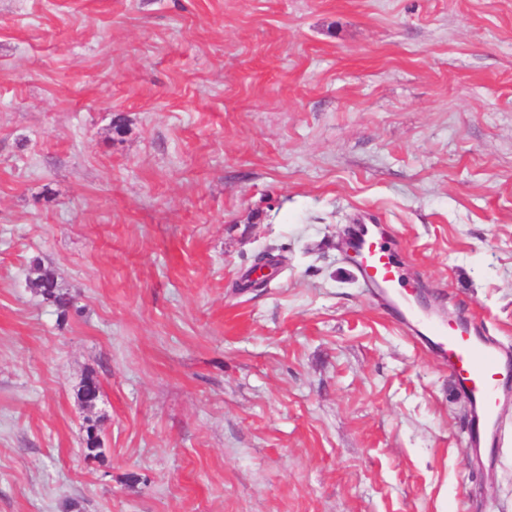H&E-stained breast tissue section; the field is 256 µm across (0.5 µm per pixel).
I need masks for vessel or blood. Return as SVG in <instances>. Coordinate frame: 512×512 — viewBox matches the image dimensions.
<instances>
[{"mask_svg":"<svg viewBox=\"0 0 512 512\" xmlns=\"http://www.w3.org/2000/svg\"><path fill=\"white\" fill-rule=\"evenodd\" d=\"M349 242L357 258V276L365 288L388 306L399 309L401 314H409L411 308L406 297L396 292L401 281L391 248L382 245L363 224L353 227ZM423 325L437 339L439 351L458 387L471 398L474 422L469 441L471 447H480L486 421L497 414L501 382L512 377V364L500 361L494 350L481 343L477 328L448 327L429 318Z\"/></svg>","mask_w":512,"mask_h":512,"instance_id":"vessel-or-blood-1","label":"vessel or blood"}]
</instances>
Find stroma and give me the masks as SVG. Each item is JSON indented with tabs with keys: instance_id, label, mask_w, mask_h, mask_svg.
<instances>
[{
	"instance_id": "obj_1",
	"label": "stroma",
	"mask_w": 512,
	"mask_h": 512,
	"mask_svg": "<svg viewBox=\"0 0 512 512\" xmlns=\"http://www.w3.org/2000/svg\"><path fill=\"white\" fill-rule=\"evenodd\" d=\"M356 224L512 351V0H0V512H512ZM348 238L350 249L357 257L353 264L362 284L385 304L398 308L402 314L400 321L414 331L406 316L408 314L414 321L407 298L392 291V288L403 287L392 249L382 245L365 224H356ZM32 271L34 277L29 279L30 287L40 293L45 300L55 305L61 314L66 315L72 307L71 295L63 291L55 275L51 271L44 269L39 260L35 259L32 261Z\"/></svg>"
}]
</instances>
